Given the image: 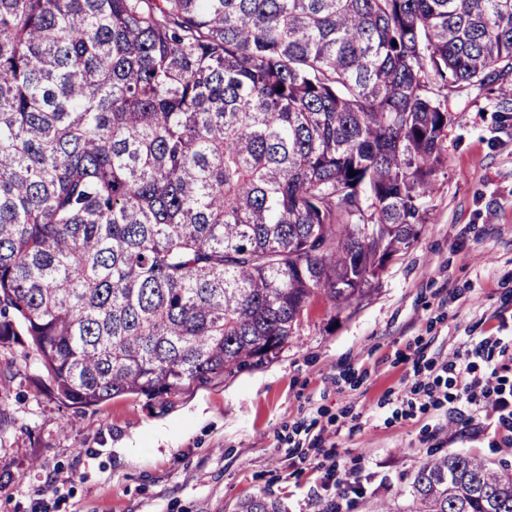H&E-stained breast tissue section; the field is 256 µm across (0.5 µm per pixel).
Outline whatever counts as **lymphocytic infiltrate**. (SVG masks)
I'll list each match as a JSON object with an SVG mask.
<instances>
[{
  "label": "lymphocytic infiltrate",
  "instance_id": "1",
  "mask_svg": "<svg viewBox=\"0 0 512 512\" xmlns=\"http://www.w3.org/2000/svg\"><path fill=\"white\" fill-rule=\"evenodd\" d=\"M512 352V336H486L455 347L439 361L435 376L416 375L401 398L402 415L445 411L449 421L480 434V413L496 417L494 436L512 444V368L505 359Z\"/></svg>",
  "mask_w": 512,
  "mask_h": 512
}]
</instances>
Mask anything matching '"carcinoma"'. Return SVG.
Segmentation results:
<instances>
[{
  "label": "carcinoma",
  "mask_w": 512,
  "mask_h": 512,
  "mask_svg": "<svg viewBox=\"0 0 512 512\" xmlns=\"http://www.w3.org/2000/svg\"><path fill=\"white\" fill-rule=\"evenodd\" d=\"M511 75L512 0H0V345L81 407L263 363L410 248L449 94ZM407 498L512 512V469Z\"/></svg>",
  "instance_id": "obj_1"
}]
</instances>
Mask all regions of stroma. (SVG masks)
I'll list each match as a JSON object with an SVG mask.
<instances>
[{
  "mask_svg": "<svg viewBox=\"0 0 512 512\" xmlns=\"http://www.w3.org/2000/svg\"><path fill=\"white\" fill-rule=\"evenodd\" d=\"M512 76L451 94L444 160L412 246L344 310L304 311L276 357L225 372L167 402L119 396L61 403L36 355L0 347V512H238L244 499L281 512H326L332 491L314 435L335 442L351 512L407 490L448 452L512 469V447L460 435L442 416L394 418L421 345L449 352L506 322L512 290ZM470 224L479 237L461 240Z\"/></svg>",
  "mask_w": 512,
  "mask_h": 512,
  "instance_id": "35a3bbf8",
  "label": "stroma"
}]
</instances>
